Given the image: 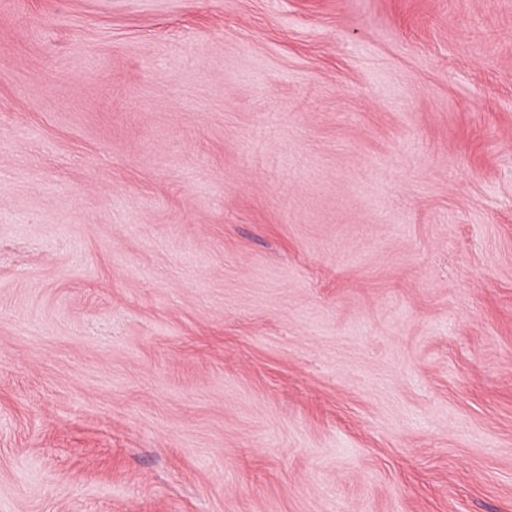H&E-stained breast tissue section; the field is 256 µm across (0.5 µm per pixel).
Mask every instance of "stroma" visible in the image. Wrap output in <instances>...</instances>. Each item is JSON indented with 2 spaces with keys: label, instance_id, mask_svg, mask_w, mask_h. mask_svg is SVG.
I'll return each instance as SVG.
<instances>
[{
  "label": "stroma",
  "instance_id": "obj_1",
  "mask_svg": "<svg viewBox=\"0 0 512 512\" xmlns=\"http://www.w3.org/2000/svg\"><path fill=\"white\" fill-rule=\"evenodd\" d=\"M0 512H512V0H0Z\"/></svg>",
  "mask_w": 512,
  "mask_h": 512
}]
</instances>
